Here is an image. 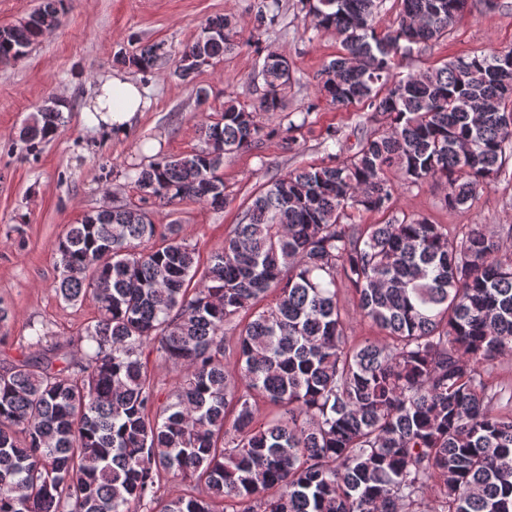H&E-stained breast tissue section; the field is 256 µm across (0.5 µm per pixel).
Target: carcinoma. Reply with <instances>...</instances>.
Returning <instances> with one entry per match:
<instances>
[{"label":"carcinoma","instance_id":"1","mask_svg":"<svg viewBox=\"0 0 512 512\" xmlns=\"http://www.w3.org/2000/svg\"><path fill=\"white\" fill-rule=\"evenodd\" d=\"M397 2L396 27L382 32L378 0H305L314 27L342 45L308 110L362 103L381 126L361 132L352 154L263 186L204 269L175 225L139 207L67 226L55 292L92 297L97 315L77 336L81 357L37 330L0 372V512H216L217 502L224 512H512V413L495 410L507 389L485 378L512 356V225L348 223L354 211L392 210V173L445 183L456 209L503 172L512 45L400 78L413 46L446 37L466 0ZM63 4L38 0L1 27L0 59L52 34ZM277 8L259 0L249 44L260 47ZM238 34L197 37L173 75L193 83ZM166 56L153 42L128 62L151 74ZM261 75L258 109L229 100L201 148L134 169L143 197L221 210L225 156L273 138L295 148L294 123L257 118L282 111L288 59L267 54ZM60 119L50 100L20 137L34 148ZM340 284L380 335L348 343ZM146 347L179 372L163 402ZM260 399L277 408L264 422ZM163 473L192 490L158 497Z\"/></svg>","mask_w":512,"mask_h":512}]
</instances>
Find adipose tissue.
<instances>
[{
	"mask_svg": "<svg viewBox=\"0 0 512 512\" xmlns=\"http://www.w3.org/2000/svg\"><path fill=\"white\" fill-rule=\"evenodd\" d=\"M145 104L144 91L137 83L115 76L96 86L86 108L87 119L90 124L104 126L113 135L121 136Z\"/></svg>",
	"mask_w": 512,
	"mask_h": 512,
	"instance_id": "obj_1",
	"label": "adipose tissue"
}]
</instances>
